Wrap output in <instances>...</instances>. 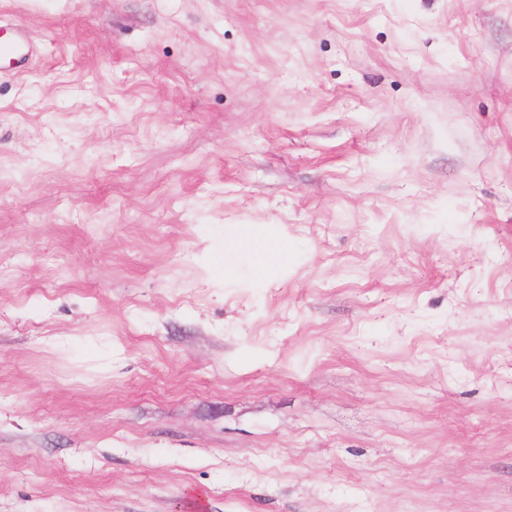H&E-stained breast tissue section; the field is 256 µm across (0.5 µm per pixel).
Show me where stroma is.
<instances>
[{
    "mask_svg": "<svg viewBox=\"0 0 512 512\" xmlns=\"http://www.w3.org/2000/svg\"><path fill=\"white\" fill-rule=\"evenodd\" d=\"M15 23L0 512H512V0ZM38 55V45L27 29L20 26L10 28L8 35L1 28L0 59L8 62L16 72H23L25 66ZM241 249L250 251L257 258L256 268L263 272L268 265L286 256L288 251L283 246H271L267 241H259L251 237H244L238 243Z\"/></svg>",
    "mask_w": 512,
    "mask_h": 512,
    "instance_id": "1",
    "label": "stroma"
}]
</instances>
